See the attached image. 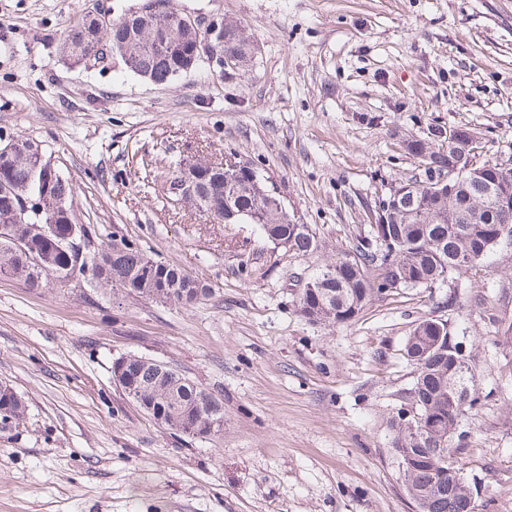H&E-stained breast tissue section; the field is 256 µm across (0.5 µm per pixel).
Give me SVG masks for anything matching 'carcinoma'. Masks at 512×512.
I'll return each mask as SVG.
<instances>
[{
	"label": "carcinoma",
	"mask_w": 512,
	"mask_h": 512,
	"mask_svg": "<svg viewBox=\"0 0 512 512\" xmlns=\"http://www.w3.org/2000/svg\"><path fill=\"white\" fill-rule=\"evenodd\" d=\"M160 24L156 14L112 21L109 32L98 28L95 13H86L80 22L68 27L60 53L74 65H87V49L103 48L93 60L99 65L117 57L130 72L155 84L195 71L203 61L204 48L223 49L230 44L243 68L251 59V37L244 25L226 19L224 27L206 36L182 25L172 10ZM29 138L18 136L10 146L0 148V227L12 226L11 239L0 237V276L20 278L30 287L35 281L53 288L68 287L66 277L84 272V284L96 289L110 287L129 297L150 299L160 286L170 291L169 303L190 307L206 298L210 288L188 275L179 265L162 262L151 265L139 245L125 237L120 244L95 246V231L82 225L81 237L71 239L78 224L74 209L75 186L68 177L43 160L26 156ZM454 149H437L434 167L391 187L381 200L398 196L400 208L380 213L374 210V224L356 239L350 249L336 256L309 280L313 288L302 289L297 306L312 322L342 325L354 319L374 295H380L381 282L400 283L402 288H430L453 282L487 262L501 241L493 236V226L508 223L498 207L497 187L481 178H472L456 190L453 199L432 191L434 173L448 168ZM255 168L240 161L224 167L210 164L199 169L193 186L201 204L224 203V192L231 182L239 185L233 204L236 216H224V223L236 224L246 218L259 226L273 242L288 243V250L302 256L318 249L315 236L303 231L294 216L281 204V197L268 179L254 177ZM36 195L43 203L42 219L16 221L28 199ZM461 344L448 332L437 334L433 320L417 324L408 336L405 349L420 354L414 362L418 376L409 389L407 401L426 416L427 429L419 442L398 429L393 447L407 448L411 465L400 472L405 488L422 495L420 512H474V497L451 446L465 444L464 434H453L465 413L474 409L479 398L459 388L462 378L457 359ZM129 389L138 396L136 404L157 421L176 431H195L204 416L224 426V405L219 398L201 389L172 368L150 358L130 359L125 364ZM23 412V400L13 392L0 391V420L8 421Z\"/></svg>",
	"instance_id": "cac0c4a2"
}]
</instances>
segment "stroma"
<instances>
[{"instance_id":"obj_1","label":"stroma","mask_w":512,"mask_h":512,"mask_svg":"<svg viewBox=\"0 0 512 512\" xmlns=\"http://www.w3.org/2000/svg\"><path fill=\"white\" fill-rule=\"evenodd\" d=\"M143 0H0V132L41 142L76 185L78 220L206 281L190 308L0 277V512H417L391 422L415 379L405 342L446 320L480 398L456 455L474 512H512V242L436 288L373 297L349 323H313L297 290L368 229L379 196L416 172L399 141L465 127L512 161V0H171L242 22L258 52L154 84L112 61L60 58L70 23ZM253 164L320 248L214 224L157 176L191 153ZM167 364L224 402L204 439L159 426L112 363Z\"/></svg>"}]
</instances>
